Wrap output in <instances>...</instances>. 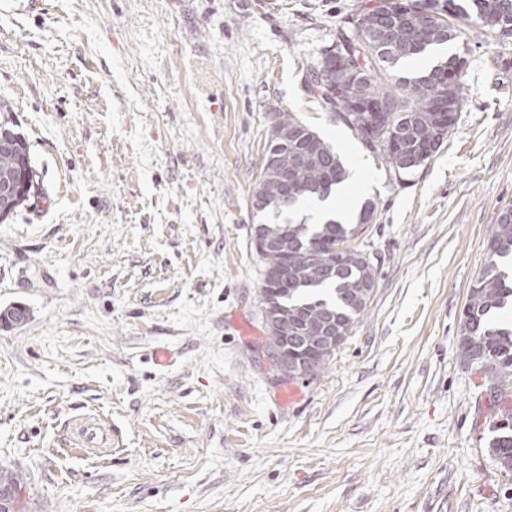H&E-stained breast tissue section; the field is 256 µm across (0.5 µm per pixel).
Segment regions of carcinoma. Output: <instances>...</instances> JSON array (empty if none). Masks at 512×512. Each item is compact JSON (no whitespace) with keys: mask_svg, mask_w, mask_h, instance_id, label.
I'll list each match as a JSON object with an SVG mask.
<instances>
[{"mask_svg":"<svg viewBox=\"0 0 512 512\" xmlns=\"http://www.w3.org/2000/svg\"><path fill=\"white\" fill-rule=\"evenodd\" d=\"M457 11L439 17L415 16L396 26L394 45L386 52L378 32L384 27L395 0H379L377 5L357 15L361 24L352 33L340 32L336 45L327 50L307 70L311 94L321 98L334 114L346 113L342 120L362 144L379 155L395 175L410 173L427 164L446 141L465 100L462 79L466 60L458 53L436 61L423 72L404 73L402 65L445 43L459 40L465 29L475 26L492 39L503 25L512 27V0H453ZM323 69L334 72L336 82L317 80ZM449 96L457 111L448 113V126L433 131L430 112L437 93ZM286 128L295 135L292 147L310 154L309 159L288 171V183L296 193L282 201L284 184L277 172V131ZM16 144L12 151L0 152V177L16 182L34 178L26 141L14 129V122L0 106V135ZM347 172L333 147L315 130L289 112L278 114L264 157L256 191L266 196L265 211L275 216L268 224V240H288V251L262 255L264 266L279 263L287 278L279 282L263 279L261 304L279 301L288 306V317L296 329L288 331V350L299 358L313 352L312 325L333 328L347 339L355 322L370 302L376 273L366 255L348 246L359 232V225L374 217L369 202L360 213L359 223L342 224L329 219L322 224H301L290 212L302 199H325L346 180ZM512 258V207L502 209L487 242L482 270L474 278L464 304L458 335L460 354L467 365L479 371L487 400L490 457L504 475L512 473V324L495 322L496 314L512 302V281L504 271V260ZM23 479L11 471L0 472V508L16 509Z\"/></svg>","mask_w":512,"mask_h":512,"instance_id":"cac0c4a2","label":"carcinoma"}]
</instances>
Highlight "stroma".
<instances>
[{"label": "stroma", "instance_id": "35a3bbf8", "mask_svg": "<svg viewBox=\"0 0 512 512\" xmlns=\"http://www.w3.org/2000/svg\"><path fill=\"white\" fill-rule=\"evenodd\" d=\"M377 2L0 0V103L40 182L0 221V314L25 312L0 321V467L25 512H512L457 336L512 207V36L450 45L463 108L398 180L306 86ZM281 112L367 161L336 203L376 206L351 241L376 269L368 308L291 380L263 357L251 244ZM88 416L111 447H80Z\"/></svg>", "mask_w": 512, "mask_h": 512}]
</instances>
